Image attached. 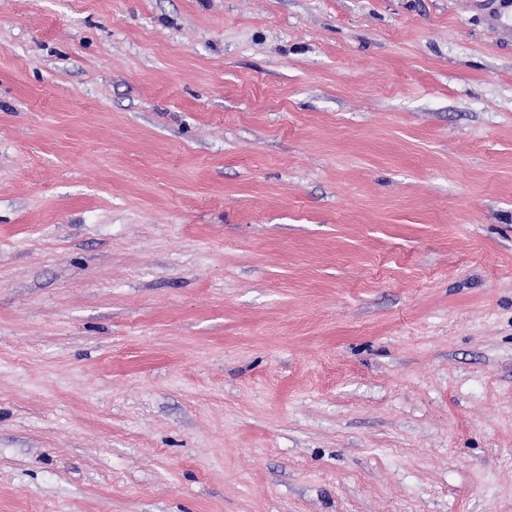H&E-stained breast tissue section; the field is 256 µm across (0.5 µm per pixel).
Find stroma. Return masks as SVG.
<instances>
[{
    "label": "stroma",
    "instance_id": "35a3bbf8",
    "mask_svg": "<svg viewBox=\"0 0 512 512\" xmlns=\"http://www.w3.org/2000/svg\"><path fill=\"white\" fill-rule=\"evenodd\" d=\"M487 12L0 0V512H512Z\"/></svg>",
    "mask_w": 512,
    "mask_h": 512
}]
</instances>
